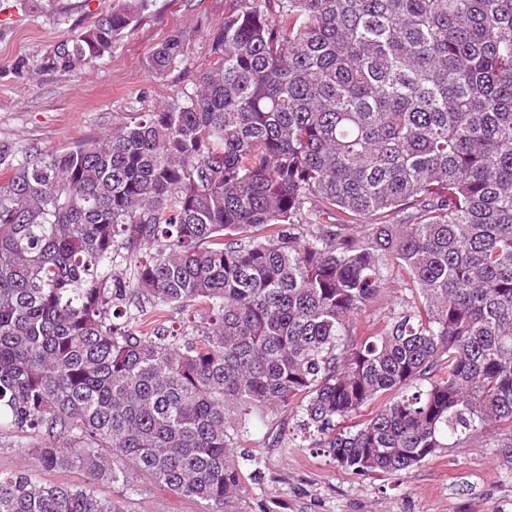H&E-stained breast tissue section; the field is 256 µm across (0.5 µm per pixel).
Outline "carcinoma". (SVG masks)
<instances>
[{"instance_id": "carcinoma-1", "label": "carcinoma", "mask_w": 512, "mask_h": 512, "mask_svg": "<svg viewBox=\"0 0 512 512\" xmlns=\"http://www.w3.org/2000/svg\"><path fill=\"white\" fill-rule=\"evenodd\" d=\"M152 4L112 0L28 68L96 65ZM207 41L192 92L0 147V429L87 481L0 473V512H123L91 485L141 476L238 512L268 411L357 475L486 433L512 465V0H235ZM392 267L410 295L356 334Z\"/></svg>"}]
</instances>
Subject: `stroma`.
Wrapping results in <instances>:
<instances>
[{"label": "stroma", "instance_id": "stroma-1", "mask_svg": "<svg viewBox=\"0 0 512 512\" xmlns=\"http://www.w3.org/2000/svg\"><path fill=\"white\" fill-rule=\"evenodd\" d=\"M112 0H0V144L16 161L58 151L100 135L127 114L182 96L208 63L206 35L223 21L232 0H155L151 12L111 56L90 70L31 73L25 62L83 30ZM190 31L181 69L158 76L146 66L151 49L174 31ZM294 422L267 413L251 426L253 448L264 461L262 488L246 490L247 512H512V468L500 466L497 451L477 439L437 451L408 475L361 476L342 469L321 450L290 440ZM33 434L0 432V472L41 469L20 445ZM124 512H208L205 501L173 494L142 479L134 489L101 486Z\"/></svg>", "mask_w": 512, "mask_h": 512}]
</instances>
